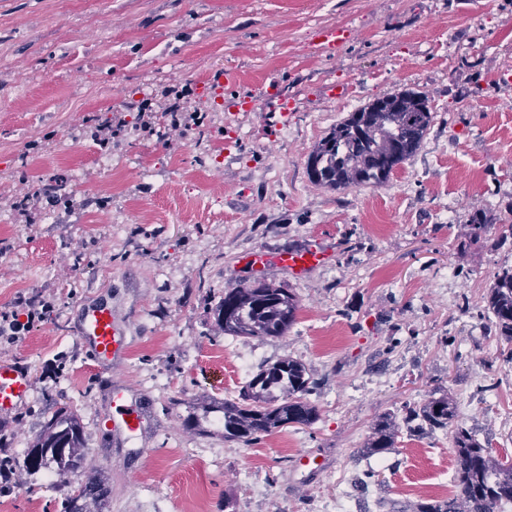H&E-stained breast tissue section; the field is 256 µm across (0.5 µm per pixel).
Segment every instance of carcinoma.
Segmentation results:
<instances>
[{
    "label": "carcinoma",
    "mask_w": 512,
    "mask_h": 512,
    "mask_svg": "<svg viewBox=\"0 0 512 512\" xmlns=\"http://www.w3.org/2000/svg\"><path fill=\"white\" fill-rule=\"evenodd\" d=\"M433 122L428 96L402 90L380 97L349 113L323 137L307 159L312 181L340 190L352 186L380 187L395 169L420 148ZM469 238L479 240L491 227L483 212L471 215ZM486 309L495 330L512 344V266L500 269L486 295ZM299 300L284 284L254 280L224 288V297L212 308L218 332L226 336L273 338L284 336L295 324ZM315 382L299 360L283 358L263 364L252 373L238 397L221 403L220 435L224 442L249 447L289 424L312 425L318 410L308 400ZM457 417V405L448 395L433 397L410 410L430 429H445ZM396 426L381 417L362 448L365 456L381 455L395 447ZM85 427L77 414L60 407L47 416L34 444L16 465L33 474L58 476L64 489V512H88L87 502L105 497L96 483L73 479L87 458ZM455 457V493L443 500H419L392 507L390 512H501L512 504V462L492 454L476 433L462 424L452 432Z\"/></svg>",
    "instance_id": "cac0c4a2"
}]
</instances>
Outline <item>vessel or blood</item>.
<instances>
[{
  "instance_id": "1",
  "label": "vessel or blood",
  "mask_w": 512,
  "mask_h": 512,
  "mask_svg": "<svg viewBox=\"0 0 512 512\" xmlns=\"http://www.w3.org/2000/svg\"><path fill=\"white\" fill-rule=\"evenodd\" d=\"M350 37L348 29L327 27L314 30L313 44L335 49ZM267 105L268 116L274 125H282L288 118V98L278 88L269 86L259 95L234 102L233 111L255 112L260 105ZM332 251L319 244L303 249H288L271 253L256 249L246 253L242 262L253 275H263L268 268L276 267L288 276L302 279L312 270L326 266L332 259ZM128 324L114 307L105 303L85 305L81 311L78 335L94 364L102 370L121 363L128 350ZM31 391V382L16 364L0 362V413L7 414L24 403ZM112 413L104 418L100 426L112 438L114 447L127 446L131 440L145 434L151 420L141 407L136 395L126 386L113 384L110 392Z\"/></svg>"
}]
</instances>
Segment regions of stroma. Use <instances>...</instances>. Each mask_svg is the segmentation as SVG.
I'll use <instances>...</instances> for the list:
<instances>
[{"label": "stroma", "mask_w": 512, "mask_h": 512, "mask_svg": "<svg viewBox=\"0 0 512 512\" xmlns=\"http://www.w3.org/2000/svg\"><path fill=\"white\" fill-rule=\"evenodd\" d=\"M351 37L320 49L311 31ZM341 84L345 98L328 95ZM278 86L288 121L230 114L228 99ZM189 89L199 126L142 132L140 109L164 112ZM429 96L420 149L377 188L331 190L307 169L313 147L349 112L386 94ZM122 116L114 174L92 134ZM60 178L69 207L14 208ZM494 221L479 242L466 224ZM504 246H497L499 237ZM0 310L17 292L53 301L0 361L29 371L19 415L0 414V457L18 458L54 404L82 418L91 465L109 491L96 512H388L455 488L451 432L400 429L380 459L360 450L376 420L403 417L435 393L493 453L512 457V362L485 311L512 266V0H0ZM331 266L294 281L287 335L251 339L253 366L302 361L319 417L251 447L217 433L220 402L242 379L210 310L249 280L241 255L315 242ZM115 305L130 347L100 371L77 335L82 305ZM119 380L153 413L131 447L99 432ZM200 430L184 429V419ZM322 460L315 472L299 456ZM379 482L362 485L363 471ZM0 512H63L48 473H23Z\"/></svg>", "instance_id": "stroma-1"}]
</instances>
